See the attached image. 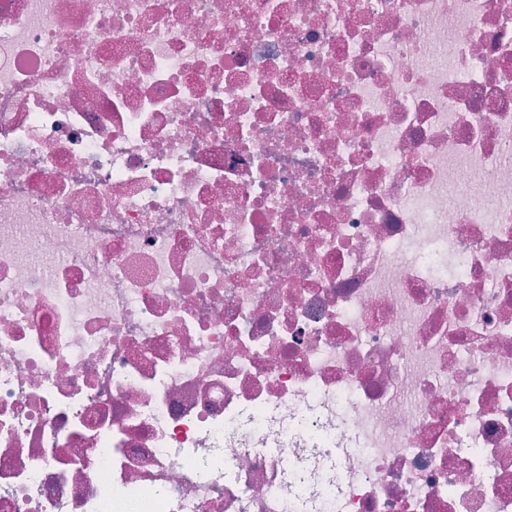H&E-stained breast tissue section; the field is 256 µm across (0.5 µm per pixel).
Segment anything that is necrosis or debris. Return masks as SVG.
<instances>
[{
	"label": "necrosis or debris",
	"instance_id": "necrosis-or-debris-1",
	"mask_svg": "<svg viewBox=\"0 0 512 512\" xmlns=\"http://www.w3.org/2000/svg\"><path fill=\"white\" fill-rule=\"evenodd\" d=\"M0 512H512V0H0Z\"/></svg>",
	"mask_w": 512,
	"mask_h": 512
}]
</instances>
